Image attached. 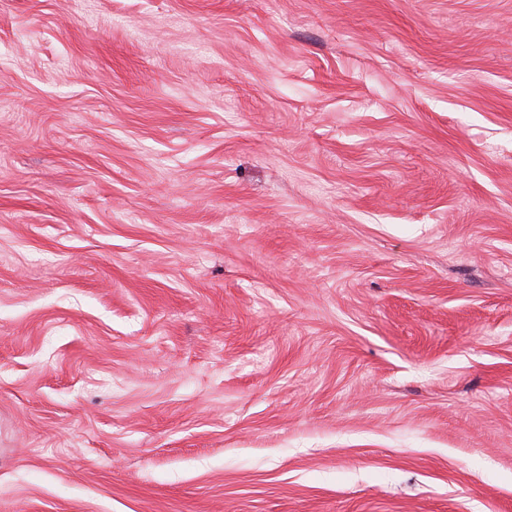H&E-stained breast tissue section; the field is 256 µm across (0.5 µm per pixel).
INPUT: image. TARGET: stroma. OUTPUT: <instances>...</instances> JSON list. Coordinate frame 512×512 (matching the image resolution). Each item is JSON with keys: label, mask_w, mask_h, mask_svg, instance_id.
Here are the masks:
<instances>
[{"label": "stroma", "mask_w": 512, "mask_h": 512, "mask_svg": "<svg viewBox=\"0 0 512 512\" xmlns=\"http://www.w3.org/2000/svg\"><path fill=\"white\" fill-rule=\"evenodd\" d=\"M0 512H512V0H0Z\"/></svg>", "instance_id": "stroma-1"}]
</instances>
